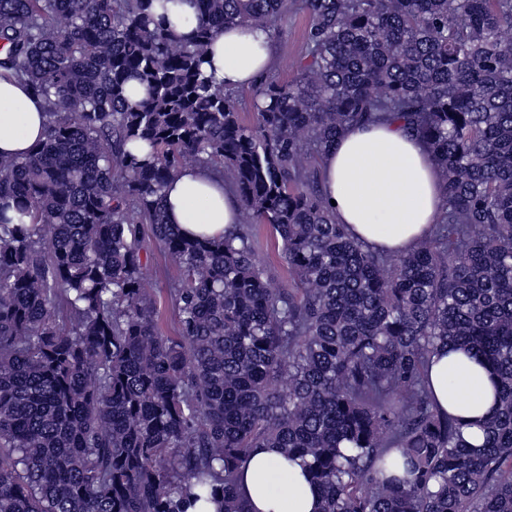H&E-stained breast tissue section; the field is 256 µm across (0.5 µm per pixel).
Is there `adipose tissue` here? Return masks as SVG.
<instances>
[{
    "instance_id": "obj_1",
    "label": "adipose tissue",
    "mask_w": 512,
    "mask_h": 512,
    "mask_svg": "<svg viewBox=\"0 0 512 512\" xmlns=\"http://www.w3.org/2000/svg\"><path fill=\"white\" fill-rule=\"evenodd\" d=\"M205 69L225 88L252 86L272 62L267 32L229 27L206 53ZM43 102L24 84L0 78V154L23 155L45 137ZM322 193L332 200L337 223L372 250L405 253L428 237L445 200L428 146L408 135L400 122L354 124L321 161ZM169 223L190 237L217 238L241 219L239 201L211 168H182L165 188ZM429 378L441 409L460 418L466 441L477 443L476 421L493 405L487 371L462 351L436 354ZM302 459L285 460L280 449H255L238 483L248 512H317L320 499Z\"/></svg>"
}]
</instances>
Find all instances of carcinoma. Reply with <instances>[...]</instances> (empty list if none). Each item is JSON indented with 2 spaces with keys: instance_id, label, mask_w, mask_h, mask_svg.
Instances as JSON below:
<instances>
[{
  "instance_id": "cac0c4a2",
  "label": "carcinoma",
  "mask_w": 512,
  "mask_h": 512,
  "mask_svg": "<svg viewBox=\"0 0 512 512\" xmlns=\"http://www.w3.org/2000/svg\"><path fill=\"white\" fill-rule=\"evenodd\" d=\"M184 2L191 39L166 17ZM290 11L303 58L255 88L247 127L207 47ZM0 77L49 115L0 158V512H246L255 448L303 459L322 512H512V0H0ZM390 117L445 199L400 255L353 240L319 190L336 137ZM187 165L231 178L244 222L221 239L166 221ZM148 233L180 271L174 336ZM448 346L493 382L476 445L426 385ZM253 231L257 240V254L261 260L267 261L270 258L272 271L279 277L286 276L285 262L274 249V238L270 227L267 224H253Z\"/></svg>"
}]
</instances>
